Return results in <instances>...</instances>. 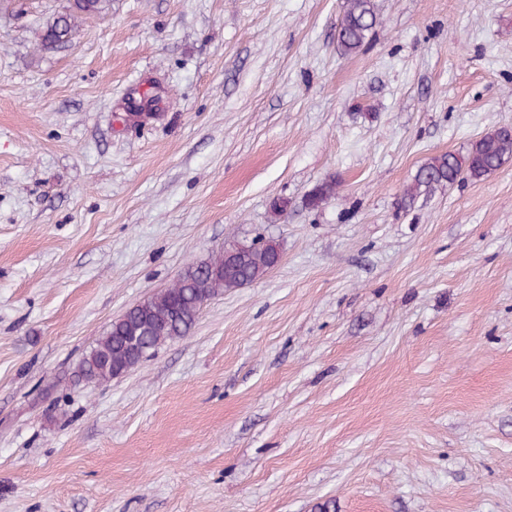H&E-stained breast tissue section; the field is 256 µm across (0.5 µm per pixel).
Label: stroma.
<instances>
[{
    "label": "stroma",
    "instance_id": "35a3bbf8",
    "mask_svg": "<svg viewBox=\"0 0 512 512\" xmlns=\"http://www.w3.org/2000/svg\"><path fill=\"white\" fill-rule=\"evenodd\" d=\"M0 0V512H512V0ZM337 194L312 208L316 184ZM287 202L284 212L275 201ZM280 264L125 376H68L224 247ZM69 6L64 13L56 16L44 30L42 46H62L72 41L76 20L82 15L100 12L102 0H69ZM373 0H344L337 20L336 42L342 55L362 50L378 25ZM509 158H512V127L502 126L487 132L473 141L465 154L443 153L422 165L405 191L403 206H411L417 196L429 194L445 183L481 180Z\"/></svg>",
    "mask_w": 512,
    "mask_h": 512
}]
</instances>
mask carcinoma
I'll list each match as a JSON object with an SVG mask.
<instances>
[{"label": "carcinoma", "mask_w": 512, "mask_h": 512, "mask_svg": "<svg viewBox=\"0 0 512 512\" xmlns=\"http://www.w3.org/2000/svg\"><path fill=\"white\" fill-rule=\"evenodd\" d=\"M102 0H70L66 11L44 30V46L70 43L76 20L100 12ZM378 25L373 0H344L337 20L336 42L341 54L362 50ZM512 158V127L502 126L473 141L464 154L443 153L422 165L405 191L403 206L417 196L461 179L478 181ZM336 194V183L317 184L309 205L319 206ZM280 251L271 241L234 244L208 261L188 267L171 287L127 310L124 320L111 324L104 336L71 372L73 387L110 381L120 371H133L163 343L185 337L195 327L202 308L218 294L250 284L277 265Z\"/></svg>", "instance_id": "carcinoma-1"}]
</instances>
